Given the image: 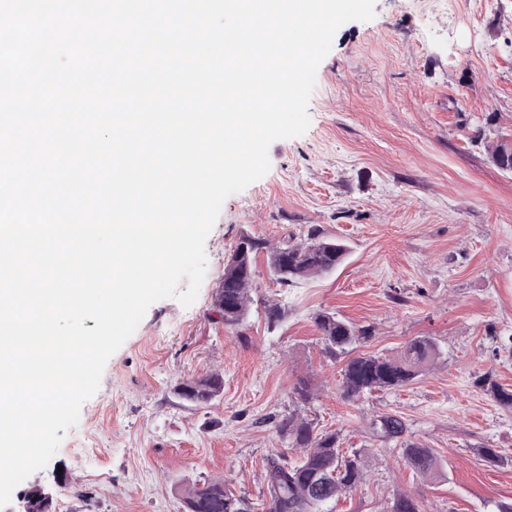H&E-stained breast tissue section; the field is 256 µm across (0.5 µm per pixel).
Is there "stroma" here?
<instances>
[{
    "instance_id": "stroma-1",
    "label": "stroma",
    "mask_w": 512,
    "mask_h": 512,
    "mask_svg": "<svg viewBox=\"0 0 512 512\" xmlns=\"http://www.w3.org/2000/svg\"><path fill=\"white\" fill-rule=\"evenodd\" d=\"M308 112L307 132L273 142L269 172L224 201L196 302L149 307L31 475L60 481L55 512H186V488L213 478L263 512L269 458L300 456L277 431L293 411L362 458L364 480L332 512H389L400 493L423 512L512 501V408L479 384L512 390V352L497 347L512 336V173L491 159L512 141V0H376L372 20L337 29ZM312 227L347 245L343 263L284 287L257 257L249 315L225 330L214 293L240 240L298 243ZM320 313L372 326L354 355L428 336L438 357L405 386L343 399L345 361L324 353ZM211 373L224 380L211 402L175 393ZM301 378L311 403L295 398ZM387 416L402 435H383ZM407 443L433 449L437 472L410 468Z\"/></svg>"
}]
</instances>
